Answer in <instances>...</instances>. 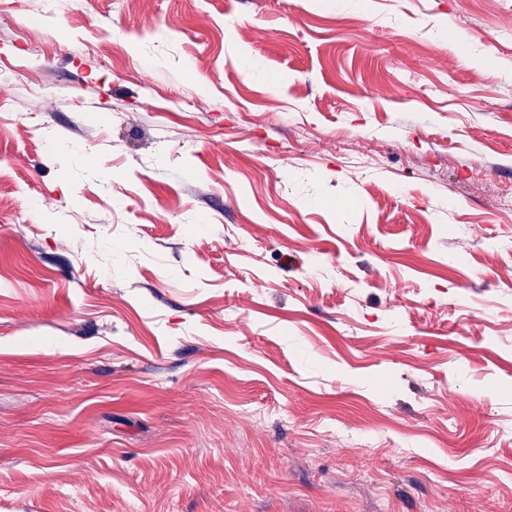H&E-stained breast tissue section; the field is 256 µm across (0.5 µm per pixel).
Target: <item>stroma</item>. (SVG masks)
I'll list each match as a JSON object with an SVG mask.
<instances>
[{"label": "stroma", "mask_w": 512, "mask_h": 512, "mask_svg": "<svg viewBox=\"0 0 512 512\" xmlns=\"http://www.w3.org/2000/svg\"><path fill=\"white\" fill-rule=\"evenodd\" d=\"M504 30L0 10V512H512Z\"/></svg>", "instance_id": "stroma-1"}]
</instances>
